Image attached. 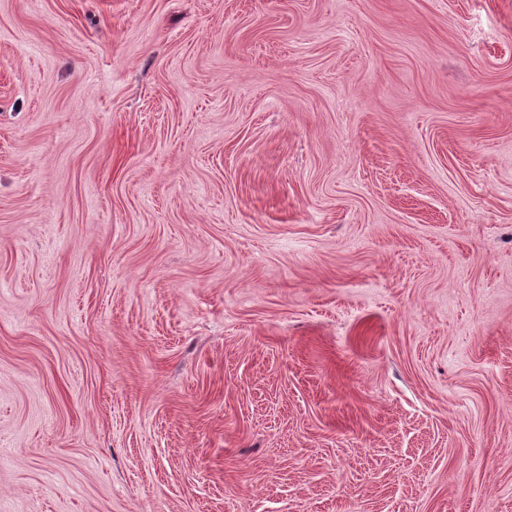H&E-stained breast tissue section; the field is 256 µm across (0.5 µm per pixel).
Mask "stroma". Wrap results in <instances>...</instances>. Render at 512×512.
Segmentation results:
<instances>
[{"instance_id": "1", "label": "stroma", "mask_w": 512, "mask_h": 512, "mask_svg": "<svg viewBox=\"0 0 512 512\" xmlns=\"http://www.w3.org/2000/svg\"><path fill=\"white\" fill-rule=\"evenodd\" d=\"M0 512H512V0H0Z\"/></svg>"}]
</instances>
